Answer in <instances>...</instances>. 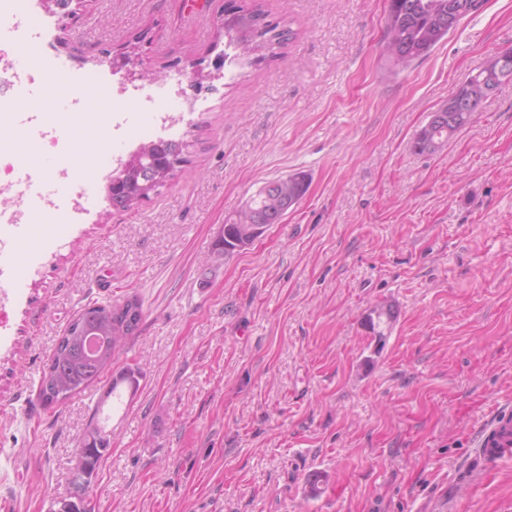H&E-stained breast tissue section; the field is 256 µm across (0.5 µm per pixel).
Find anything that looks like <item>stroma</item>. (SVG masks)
Returning <instances> with one entry per match:
<instances>
[{"instance_id":"35a3bbf8","label":"stroma","mask_w":512,"mask_h":512,"mask_svg":"<svg viewBox=\"0 0 512 512\" xmlns=\"http://www.w3.org/2000/svg\"><path fill=\"white\" fill-rule=\"evenodd\" d=\"M228 1L87 0L53 45V81L97 71L153 92L182 76L187 164L132 210L20 242L0 289V494L50 512L102 387L36 400L87 303L143 301L118 359L140 386L110 414L94 512H512V460H480L491 406L512 408V83L440 152L412 142L471 71L512 48V0H487L426 58L391 72L388 0H262L281 57L214 69ZM309 178L298 206L216 257L225 218L265 182ZM390 304L383 344L366 325ZM321 474L319 494L308 480Z\"/></svg>"}]
</instances>
